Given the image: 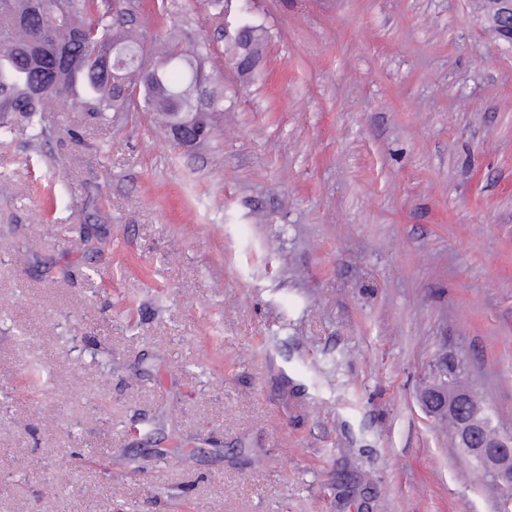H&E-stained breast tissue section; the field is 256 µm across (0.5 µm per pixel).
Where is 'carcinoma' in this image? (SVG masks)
<instances>
[{
  "mask_svg": "<svg viewBox=\"0 0 512 512\" xmlns=\"http://www.w3.org/2000/svg\"><path fill=\"white\" fill-rule=\"evenodd\" d=\"M31 2L0 0V130L19 129L32 139L43 134L41 115L50 111L51 101L34 93L33 83L41 77L56 80L74 110L98 122L137 108L138 91L169 136L182 121H193L208 134L213 118L223 114L224 93L206 70L211 53L203 45L168 43L151 63L149 79L139 66L120 67L114 59L100 67L107 50L143 54L144 44L122 16L131 0H47L65 17L66 28L61 36L39 41L30 33Z\"/></svg>",
  "mask_w": 512,
  "mask_h": 512,
  "instance_id": "carcinoma-1",
  "label": "carcinoma"
}]
</instances>
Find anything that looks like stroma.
<instances>
[{
	"label": "stroma",
	"mask_w": 512,
	"mask_h": 512,
	"mask_svg": "<svg viewBox=\"0 0 512 512\" xmlns=\"http://www.w3.org/2000/svg\"><path fill=\"white\" fill-rule=\"evenodd\" d=\"M132 19L210 45L224 115L0 132V512H499L416 394L456 352L512 432V45L478 0Z\"/></svg>",
	"instance_id": "obj_1"
}]
</instances>
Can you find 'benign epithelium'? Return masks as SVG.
<instances>
[{"mask_svg":"<svg viewBox=\"0 0 512 512\" xmlns=\"http://www.w3.org/2000/svg\"><path fill=\"white\" fill-rule=\"evenodd\" d=\"M490 5L485 22L512 45V0H490ZM35 19L40 33L64 27L61 15L47 9L45 0H36ZM430 375L437 385L417 395L423 412L436 421L453 419L454 446L477 462L502 492L512 491V434L491 431L487 409L473 399L464 359L445 350L433 359Z\"/></svg>","mask_w":512,"mask_h":512,"instance_id":"1","label":"benign epithelium"}]
</instances>
